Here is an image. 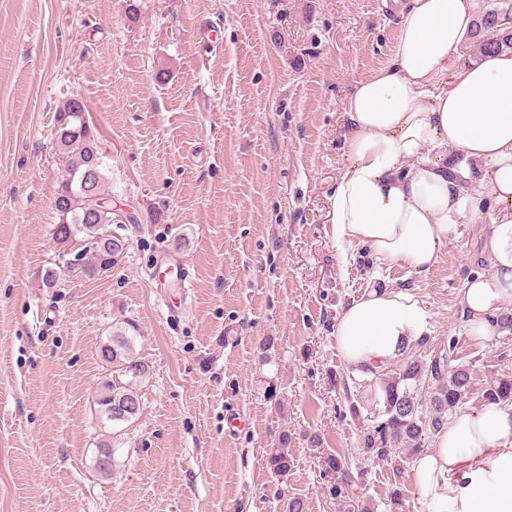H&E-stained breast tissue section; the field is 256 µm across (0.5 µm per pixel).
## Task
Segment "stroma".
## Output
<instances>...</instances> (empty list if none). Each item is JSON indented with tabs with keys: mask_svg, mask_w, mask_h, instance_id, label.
<instances>
[{
	"mask_svg": "<svg viewBox=\"0 0 512 512\" xmlns=\"http://www.w3.org/2000/svg\"><path fill=\"white\" fill-rule=\"evenodd\" d=\"M399 24L387 0H0V512H284L295 495L307 512L358 498L425 512L412 457L358 451L374 407L336 349L339 309L376 283L414 291L432 347L455 339L473 367L468 409L512 377V332L475 335L459 303L488 270L486 217H466L423 273L336 249L346 99L388 63ZM72 97L127 247L111 272L48 289L53 125ZM126 320L150 373L140 416L107 430L98 350ZM348 397L361 417H340ZM284 432L294 464L276 477L267 451ZM106 438L109 476L95 467ZM336 454L365 472L345 499L323 474Z\"/></svg>",
	"mask_w": 512,
	"mask_h": 512,
	"instance_id": "1",
	"label": "stroma"
}]
</instances>
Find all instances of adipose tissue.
<instances>
[{"mask_svg": "<svg viewBox=\"0 0 512 512\" xmlns=\"http://www.w3.org/2000/svg\"><path fill=\"white\" fill-rule=\"evenodd\" d=\"M479 0H402L389 62L360 81L345 114L347 164L329 198L338 248L425 272L466 216L487 215L489 270L460 303L479 335L512 311V51L461 62ZM407 288L372 287L336 318V348L353 376L378 381L429 331ZM427 512H512V404L458 411L413 461Z\"/></svg>", "mask_w": 512, "mask_h": 512, "instance_id": "1", "label": "adipose tissue"}]
</instances>
